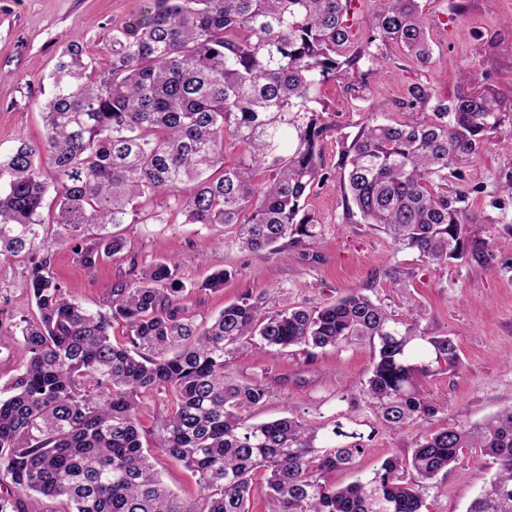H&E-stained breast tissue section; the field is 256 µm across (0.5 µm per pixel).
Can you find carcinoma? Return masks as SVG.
I'll use <instances>...</instances> for the list:
<instances>
[{"mask_svg": "<svg viewBox=\"0 0 512 512\" xmlns=\"http://www.w3.org/2000/svg\"><path fill=\"white\" fill-rule=\"evenodd\" d=\"M421 2L376 0L357 41L362 0H153L112 30L108 67L96 69L76 43L60 52L43 92V144L22 141L0 156V262L28 259L34 302L15 324L25 358L0 387V512H27L31 495L61 512H250L259 481L267 512H423L426 483L465 448L497 465L466 512H512V409L435 430L408 460L388 457L372 476L336 487L325 474L353 463L363 435L298 417L255 423L267 384L226 376L228 358L244 349L367 339L377 355L361 392L394 430L439 412L418 383L430 372L421 357L456 367L453 338L430 336L361 292L275 312L244 296L198 326L185 316L177 257L117 281L92 310L40 256L49 195L52 223L87 268L124 248L115 228L151 219L134 200L161 192L185 224L235 226L251 253L308 246L316 225L306 205L326 179L323 141L336 129L322 85L363 64L371 74L381 42L428 66ZM404 105L400 120L369 112L353 137H339L342 223L373 224L439 270L468 256L493 260V244L463 219L465 194L446 186L452 161L484 148L501 124L499 98L460 91L448 102L412 84ZM227 142L240 149L232 165ZM91 228L99 233L87 244ZM232 275L217 269L195 288L220 289ZM163 389L171 404L158 447L198 475L197 500L164 484L143 445L138 398ZM406 465L416 474L408 482Z\"/></svg>", "mask_w": 512, "mask_h": 512, "instance_id": "cac0c4a2", "label": "carcinoma"}]
</instances>
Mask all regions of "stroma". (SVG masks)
<instances>
[{
    "instance_id": "obj_1",
    "label": "stroma",
    "mask_w": 512,
    "mask_h": 512,
    "mask_svg": "<svg viewBox=\"0 0 512 512\" xmlns=\"http://www.w3.org/2000/svg\"><path fill=\"white\" fill-rule=\"evenodd\" d=\"M151 0H0V154L19 141L42 143L45 130L39 106L63 46L79 42L96 68L112 59L113 28L136 21ZM432 61L423 68L409 63L393 44L384 46L379 74L368 76L362 98L339 75L323 88V99L335 111L337 135L323 143L328 174L315 188L308 210L318 235L309 249L319 262L304 260L300 249L273 254L241 249L232 227L173 222L174 200L161 193L139 199L138 209L151 214L146 224H124L119 231L126 248L100 265L87 268L73 253L72 242L48 232L50 268L67 292L95 309L111 286L143 268L176 254L187 256L180 276L194 287L184 301L186 315L210 322L244 296H265L266 308H313L360 291L377 298L398 318L418 322L432 336L447 335L458 345L460 363L423 377L424 392L440 407L423 425L371 433L374 416L361 393L373 366L375 350L366 340L315 350L306 355L290 347L270 356L235 355L226 374L245 382L265 379L270 395L255 410L257 422L283 416L344 421L354 416L361 432L371 433L364 453L351 468L326 474L325 481L348 485L372 475L387 457L408 459L421 430L469 426L512 408V207L495 209L504 173L512 171V0H429ZM432 86L436 97L457 91L496 92L508 115L481 151L463 158L461 178L448 186L468 194L466 219L471 229L499 248L491 264L465 259L438 270L420 260L417 251L394 245L371 224L341 221L342 200L336 162L338 134H352L370 108L401 116L410 84ZM232 270L222 289H198L219 268ZM27 261L0 264V385L16 375L24 358L15 324L32 309L26 290ZM170 400L162 390L141 397L143 442L151 448L166 484L178 495H200L198 477L158 449V427ZM496 470L479 450L464 449L457 465L426 491V512H465Z\"/></svg>"
}]
</instances>
